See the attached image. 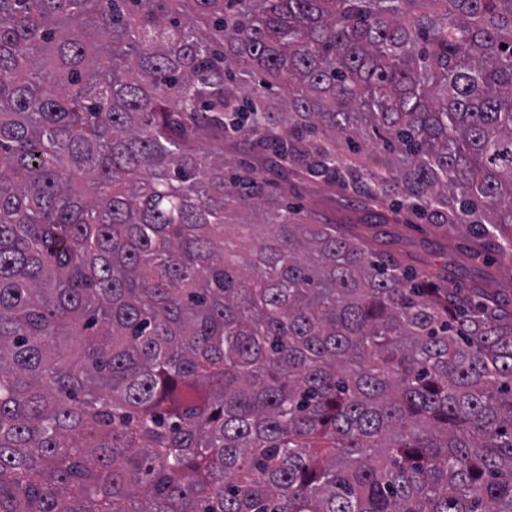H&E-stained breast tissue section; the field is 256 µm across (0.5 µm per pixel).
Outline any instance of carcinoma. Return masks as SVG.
<instances>
[{
  "mask_svg": "<svg viewBox=\"0 0 512 512\" xmlns=\"http://www.w3.org/2000/svg\"><path fill=\"white\" fill-rule=\"evenodd\" d=\"M226 142L511 264L512 0H0V512H512V297ZM295 187L286 186L285 197L293 200L292 195H298L296 201L303 207L312 224H364L365 212L357 203L339 202L340 192L322 183L294 181Z\"/></svg>",
  "mask_w": 512,
  "mask_h": 512,
  "instance_id": "carcinoma-1",
  "label": "carcinoma"
}]
</instances>
